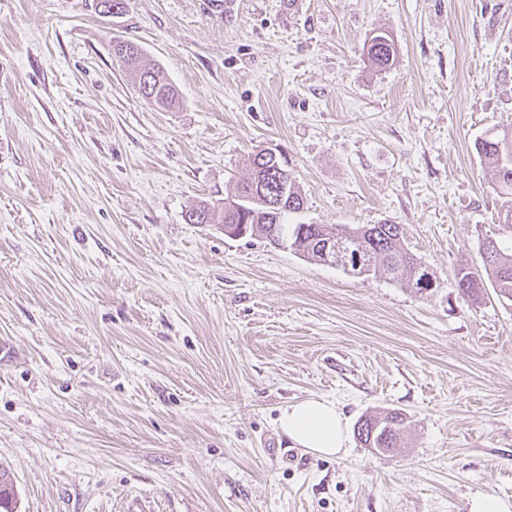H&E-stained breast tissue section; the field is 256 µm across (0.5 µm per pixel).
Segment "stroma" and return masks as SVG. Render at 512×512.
Listing matches in <instances>:
<instances>
[{
    "mask_svg": "<svg viewBox=\"0 0 512 512\" xmlns=\"http://www.w3.org/2000/svg\"><path fill=\"white\" fill-rule=\"evenodd\" d=\"M0 0V473L16 512H470L512 499V301L455 270L512 237L476 140L512 128V0ZM388 32L393 65L367 44ZM124 39L175 86L144 99ZM270 149L295 224L404 228L421 295L190 224ZM407 444L291 447L285 405ZM382 41H384V44L387 46L388 53H385L381 56V50L375 51V48L378 45L382 44ZM368 56L371 61V64L377 70H384L392 64L395 56V47L392 39L387 33L378 31L373 34V36L370 38ZM404 420L403 414L398 410H390L380 416L361 418L357 422V438L365 448H374L380 452L402 448ZM470 512H511L512 501L497 495H480L471 502Z\"/></svg>",
    "mask_w": 512,
    "mask_h": 512,
    "instance_id": "obj_1",
    "label": "stroma"
}]
</instances>
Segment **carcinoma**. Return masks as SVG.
Masks as SVG:
<instances>
[{"instance_id":"carcinoma-1","label":"carcinoma","mask_w":512,"mask_h":512,"mask_svg":"<svg viewBox=\"0 0 512 512\" xmlns=\"http://www.w3.org/2000/svg\"><path fill=\"white\" fill-rule=\"evenodd\" d=\"M112 51L128 67L134 80L142 85L140 91L146 100L164 109H173L178 105L177 91L162 70L140 67L141 51L137 45L118 41L112 45ZM368 56L378 70L392 64L395 47L387 33L378 31L373 34ZM475 150L492 172L495 190L503 198L502 223L512 228V132L503 130L494 137L478 140ZM250 167L251 175L237 185L234 200L221 209L206 201L201 202L188 211L189 216L193 217L192 223L223 224L230 231H237L241 216L235 204L238 198L249 193L251 181L257 180L265 183L267 196L276 210V219L267 222L265 217H260L256 238L272 246L287 247L308 261L320 264L324 263V259L319 243L334 238L337 247L359 256L360 263H351L347 276L365 279L384 273L420 294L430 290L432 282L423 285L418 276L419 269L425 264L402 246V225L290 224L286 218L302 208L303 200L287 169L279 160L261 152L251 156ZM479 252L481 265L461 267L455 272L462 298L473 304L479 302L489 284L498 297L511 301L512 242L487 237L482 240ZM403 424V414L397 410L365 417L357 422V438L367 448L394 451L402 447Z\"/></svg>"}]
</instances>
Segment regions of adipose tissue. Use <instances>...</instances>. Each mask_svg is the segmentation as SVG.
Instances as JSON below:
<instances>
[{"mask_svg": "<svg viewBox=\"0 0 512 512\" xmlns=\"http://www.w3.org/2000/svg\"><path fill=\"white\" fill-rule=\"evenodd\" d=\"M278 427L295 447L319 456H336L346 449V421L335 401L325 397L285 406Z\"/></svg>", "mask_w": 512, "mask_h": 512, "instance_id": "adipose-tissue-1", "label": "adipose tissue"}]
</instances>
